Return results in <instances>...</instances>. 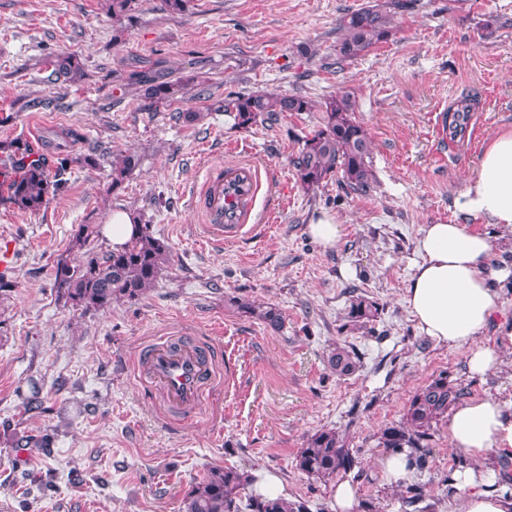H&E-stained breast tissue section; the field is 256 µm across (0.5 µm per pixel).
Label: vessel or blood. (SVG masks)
<instances>
[{"mask_svg":"<svg viewBox=\"0 0 512 512\" xmlns=\"http://www.w3.org/2000/svg\"><path fill=\"white\" fill-rule=\"evenodd\" d=\"M258 191L257 171L253 167L209 170L200 198L209 233L221 239L241 232ZM141 364L151 386L161 393L163 405L170 411H190L201 406L207 387L216 376L213 353L174 337L149 345Z\"/></svg>","mask_w":512,"mask_h":512,"instance_id":"vessel-or-blood-1","label":"vessel or blood"}]
</instances>
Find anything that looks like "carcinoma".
<instances>
[{
  "label": "carcinoma",
  "instance_id": "obj_1",
  "mask_svg": "<svg viewBox=\"0 0 512 512\" xmlns=\"http://www.w3.org/2000/svg\"><path fill=\"white\" fill-rule=\"evenodd\" d=\"M341 37L336 42V65L356 58L393 36L391 17L378 5H369L348 12L339 19ZM56 79L68 80L81 70L74 56L60 57L51 62ZM129 82L145 87V97L155 103L174 102L184 98L187 83L164 74L134 70ZM322 112L319 127L307 135L293 165L302 185L319 187L327 178L341 173L347 185L356 193L371 190L373 172L370 165V142L366 130L354 117L355 103L348 93L330 96L320 104L302 95H282L253 92L224 100V111L234 114L235 125L244 130L260 122L277 119L286 112ZM472 107L468 95L456 102L448 113L450 138L462 134ZM15 176L0 182L6 200L24 211H38L65 184L63 174L70 159L60 157L55 173L48 172L44 160L34 156L25 143L11 141L4 146ZM139 159L132 153L122 154L112 161V190H117L138 167ZM136 232L125 246L104 250L98 244L100 231L96 224H82L76 232V244L83 249L82 259L72 265L57 261L54 284L72 307L82 310L101 309L114 300L136 299L157 279L168 262L169 248L153 235L148 224L137 222ZM240 312L256 315L272 328L282 325L283 316L274 306H255L235 302ZM378 314L376 303L364 296L352 300L348 318L363 326ZM328 363L337 374L346 376L357 368L355 353L343 346L330 352ZM461 392L439 376L416 391L403 418L384 428L381 447L398 451L410 449L409 468L422 470L427 464L429 449L426 441L433 427L455 406ZM355 463L354 457L338 432L320 430L307 441L296 457L298 470L309 477L327 480ZM251 482V476L232 467L210 473L191 487L185 497V512H307L302 501H289L282 496L251 495L241 504L239 494Z\"/></svg>",
  "mask_w": 512,
  "mask_h": 512
}]
</instances>
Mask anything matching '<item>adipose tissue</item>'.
<instances>
[{
  "label": "adipose tissue",
  "mask_w": 512,
  "mask_h": 512,
  "mask_svg": "<svg viewBox=\"0 0 512 512\" xmlns=\"http://www.w3.org/2000/svg\"><path fill=\"white\" fill-rule=\"evenodd\" d=\"M454 206L464 216L512 231V131L492 137ZM415 251L404 296L409 314L426 336L463 349L469 372L492 370L500 359L495 348L480 343L481 333L496 326L500 345H512V326L495 322L502 301L492 282L512 276L507 268L492 270L495 242L461 224H425ZM448 434L451 446L475 461L454 473L458 512H512V498L485 489L497 478L484 464L488 454L512 458V410L505 400L487 395L463 403L448 416Z\"/></svg>",
  "instance_id": "1"
}]
</instances>
